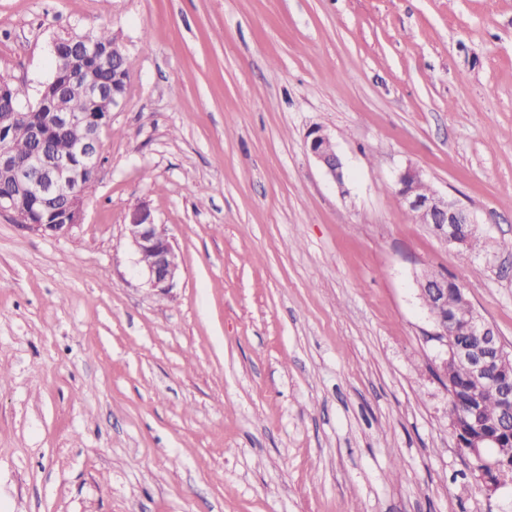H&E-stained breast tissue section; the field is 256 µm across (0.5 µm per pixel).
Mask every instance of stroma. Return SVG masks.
<instances>
[{
    "instance_id": "stroma-1",
    "label": "stroma",
    "mask_w": 512,
    "mask_h": 512,
    "mask_svg": "<svg viewBox=\"0 0 512 512\" xmlns=\"http://www.w3.org/2000/svg\"><path fill=\"white\" fill-rule=\"evenodd\" d=\"M103 23L128 90L83 223L0 215V512H512L456 444L416 290L459 275L512 347V0H0V73L35 103L53 40ZM409 165L479 251L410 219ZM332 137L319 126L308 130L306 147L317 164L329 178L340 188L345 186V165L337 152ZM125 229L147 283L168 294L177 285L181 268L164 225L154 223L146 206H137L130 211Z\"/></svg>"
}]
</instances>
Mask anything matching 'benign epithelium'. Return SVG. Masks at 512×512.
<instances>
[{
  "label": "benign epithelium",
  "instance_id": "obj_1",
  "mask_svg": "<svg viewBox=\"0 0 512 512\" xmlns=\"http://www.w3.org/2000/svg\"><path fill=\"white\" fill-rule=\"evenodd\" d=\"M53 52L57 66L45 85L49 111L40 109L17 111L14 100L0 93V171L14 179L13 191L0 196V213H8L21 226L44 235H68L82 224L86 195L83 179L96 178L102 166L101 131L111 123L114 110L120 108L125 93L116 82L127 73L123 53L105 44H91L72 39H56ZM112 71V83L99 78V73ZM83 80L87 108L72 112L62 101L65 76ZM81 129L67 153L60 154L49 146L56 133ZM28 138L34 148L26 154L11 149L15 137ZM306 147L317 164L339 187L345 186V165L331 136L321 127L308 130ZM424 174L406 166L394 177L396 195L406 210L420 224L430 226L433 233L450 246L465 247L476 229V219L469 207L435 189L423 190ZM128 238L138 256V264L151 288L169 293L180 277L181 268L175 249L164 225L153 221L150 210L137 206L125 224ZM418 296L423 300L432 324L428 339L445 348V358L438 366V377L448 384V365L465 363L473 378L500 389L498 417L485 422L477 406H472L470 426L477 434L463 431L453 421L457 446L482 466L484 481L491 487L500 482L501 461L489 455L488 449L501 447L499 436L512 434V349L500 339L497 330L475 309L467 319H448L459 301L467 300L465 289L451 288L448 275L425 272L416 280ZM472 336L478 345L468 346L455 340Z\"/></svg>",
  "mask_w": 512,
  "mask_h": 512
}]
</instances>
